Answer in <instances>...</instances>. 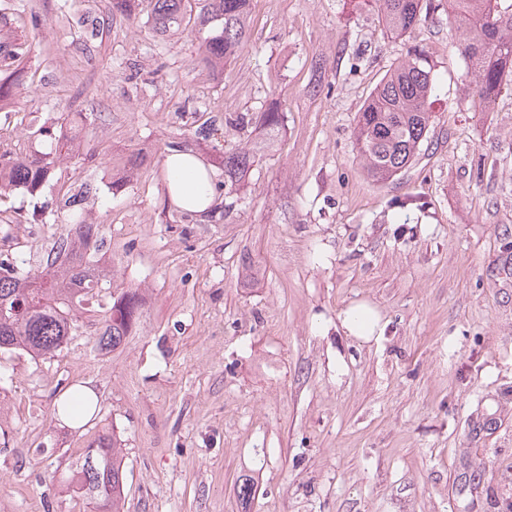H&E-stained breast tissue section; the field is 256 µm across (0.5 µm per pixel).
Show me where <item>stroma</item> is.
I'll use <instances>...</instances> for the list:
<instances>
[{
    "label": "stroma",
    "mask_w": 512,
    "mask_h": 512,
    "mask_svg": "<svg viewBox=\"0 0 512 512\" xmlns=\"http://www.w3.org/2000/svg\"><path fill=\"white\" fill-rule=\"evenodd\" d=\"M31 46L23 112L86 113L96 155L61 165L89 179L114 285L138 289V327L99 350L85 313L62 347L0 354V512H93L53 488L98 436L124 442V512H506L512 502V91L481 109L464 87L448 0L409 35L386 34L370 0H251L248 45L226 66L196 61L199 35L160 41L111 0H25ZM105 21L97 39L60 22ZM39 24H32L31 13ZM431 66L432 120L392 181L368 175L357 116L413 50ZM278 101L274 149L252 167L228 221L188 224L165 200L166 145L216 176L244 146L227 118ZM218 132L195 137V109ZM139 166L117 192L128 157ZM57 194L7 205L44 223L13 234L34 258L67 233ZM364 306L371 338L349 333ZM95 391L67 425L55 399Z\"/></svg>",
    "instance_id": "stroma-1"
}]
</instances>
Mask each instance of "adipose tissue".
<instances>
[{
    "mask_svg": "<svg viewBox=\"0 0 512 512\" xmlns=\"http://www.w3.org/2000/svg\"><path fill=\"white\" fill-rule=\"evenodd\" d=\"M163 171L167 195L173 204L197 215L213 207V172L193 149L166 154Z\"/></svg>",
    "mask_w": 512,
    "mask_h": 512,
    "instance_id": "ef3b65f1",
    "label": "adipose tissue"
}]
</instances>
